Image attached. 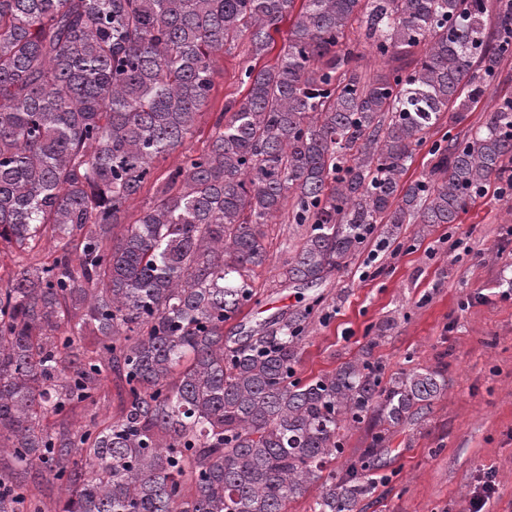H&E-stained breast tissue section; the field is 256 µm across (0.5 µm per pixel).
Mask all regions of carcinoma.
Masks as SVG:
<instances>
[{"label":"carcinoma","instance_id":"carcinoma-1","mask_svg":"<svg viewBox=\"0 0 512 512\" xmlns=\"http://www.w3.org/2000/svg\"><path fill=\"white\" fill-rule=\"evenodd\" d=\"M287 16L206 149L155 175L197 131L217 55L246 40L262 58ZM511 57L512 0H0V246L18 254L0 282V512H288L314 483L311 512H362L443 371L387 377L361 355L303 381L314 307L224 326L258 302L285 210L303 230L281 283L310 288L377 229L455 224L512 183V98L403 180ZM114 378L120 415L76 424Z\"/></svg>","mask_w":512,"mask_h":512}]
</instances>
